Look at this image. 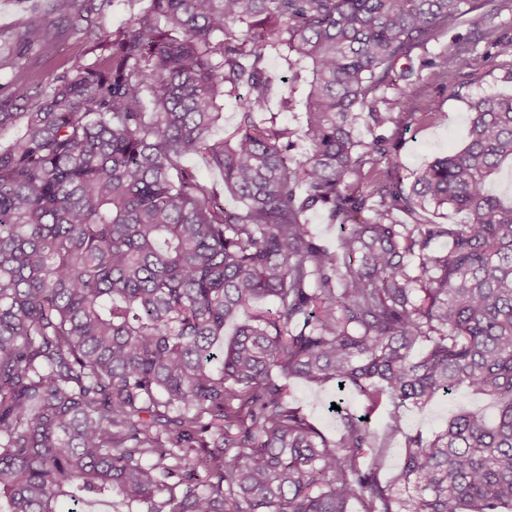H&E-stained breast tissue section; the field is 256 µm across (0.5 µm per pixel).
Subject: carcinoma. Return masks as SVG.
<instances>
[{"instance_id": "carcinoma-1", "label": "carcinoma", "mask_w": 512, "mask_h": 512, "mask_svg": "<svg viewBox=\"0 0 512 512\" xmlns=\"http://www.w3.org/2000/svg\"><path fill=\"white\" fill-rule=\"evenodd\" d=\"M51 2L12 35L37 67L0 83V512L512 507V205L489 190L512 164V93L472 101L465 146L407 191L358 129L391 120L364 109L471 0H149L110 33L114 0ZM220 98L240 115L227 137ZM430 207L464 220L394 216ZM290 378L389 403L393 433L461 390L496 412L404 434L388 482L368 420L328 438ZM306 221L310 224L317 241L331 249L336 248L340 235V228L336 224H326L321 211H311L306 214Z\"/></svg>"}]
</instances>
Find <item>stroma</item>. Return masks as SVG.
<instances>
[{"label": "stroma", "instance_id": "stroma-1", "mask_svg": "<svg viewBox=\"0 0 512 512\" xmlns=\"http://www.w3.org/2000/svg\"><path fill=\"white\" fill-rule=\"evenodd\" d=\"M510 38L512 0H493L490 9H475L436 30L425 45L414 49L409 70L395 74L385 101L375 105L377 111L391 113L393 120L374 133L396 154L403 187H410L422 165L465 145L469 101L486 92L512 91V58L496 56L494 48L496 40ZM448 53L459 56V77L442 76L433 64ZM406 99L411 102L407 108L402 105ZM419 112L438 113L439 119L420 123L415 118ZM288 392L322 432L335 436L336 415L328 410L336 398L335 385L315 387L292 379ZM490 405L488 399L462 392L455 400L437 399L422 410L403 409L401 427L404 432L431 435L444 429L453 412Z\"/></svg>", "mask_w": 512, "mask_h": 512}]
</instances>
